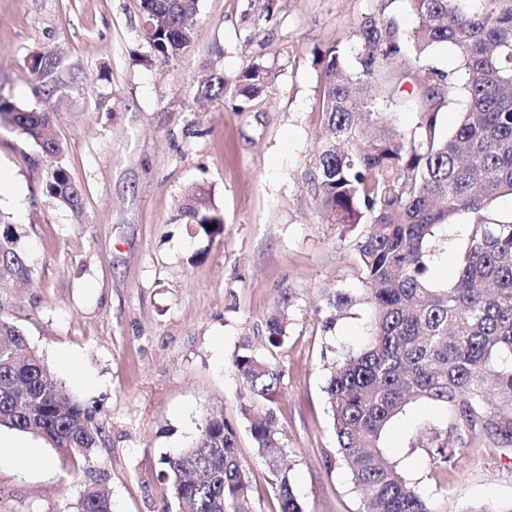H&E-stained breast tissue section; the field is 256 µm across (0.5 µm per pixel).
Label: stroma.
Masks as SVG:
<instances>
[{"mask_svg":"<svg viewBox=\"0 0 512 512\" xmlns=\"http://www.w3.org/2000/svg\"><path fill=\"white\" fill-rule=\"evenodd\" d=\"M416 25L405 0H199L197 33L177 56L153 51L140 0H0V97L50 109L61 157L82 192L72 211L44 189L39 146L0 126V211L25 243L30 283L7 289L4 315L68 395L95 410L103 430L92 462L107 470L114 512H164L160 459L188 447L204 416L223 413L252 473L254 512L273 493L242 407L249 401L235 354L250 343L284 374L273 409L303 512H362L336 454L323 387L332 363L368 336L366 305L335 318L329 294H361L356 231L330 223L315 200L325 132L322 53L340 44L348 66L360 22ZM57 53L67 82L44 96L26 67ZM272 76L252 100L235 80L251 62ZM224 76L222 97L198 86ZM224 217L208 240L179 218L188 190ZM471 213L443 227L436 284L452 283ZM286 307L288 336L267 342L266 323ZM446 410L406 409L381 445L436 512L512 504V446L477 440L447 465L411 445L418 425ZM0 443L42 449V469L0 465V512H77L83 465L42 439L0 428Z\"/></svg>","mask_w":512,"mask_h":512,"instance_id":"stroma-1","label":"stroma"}]
</instances>
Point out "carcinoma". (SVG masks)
Returning <instances> with one entry per match:
<instances>
[{"mask_svg":"<svg viewBox=\"0 0 512 512\" xmlns=\"http://www.w3.org/2000/svg\"><path fill=\"white\" fill-rule=\"evenodd\" d=\"M418 24L403 33L393 19L364 18L357 68L341 48L323 56V112L330 138L321 146L315 195L334 224L362 231L355 243L364 294L329 296L327 323L357 304L369 307V336L333 364L324 393L339 453L360 493L363 512H436L397 471L380 447L389 422L411 405L433 402L449 410L446 426L430 425L426 444L434 463H448L450 446L480 434L512 443V221L483 212L512 195V0H407ZM142 21L159 55L169 58L194 38L197 0H141ZM452 46L462 61L466 107L451 134L442 132V108L456 89L449 74L427 64L432 49ZM37 88L62 84L51 52L29 65ZM269 73L252 63L236 79L237 93L257 96ZM409 82L420 101L415 127L399 128L382 111ZM204 98L224 93V76L200 83ZM0 125L31 138L48 159L64 148L47 109H23L0 99ZM46 192L77 211L82 194L60 163L47 168ZM460 211L477 215L457 252L453 283L429 278L442 226ZM180 216L196 234L223 232V216L190 191ZM21 235L0 213V288L31 279ZM288 317L267 322L268 343L282 344ZM248 395L272 401L282 373L242 347L235 356ZM256 454L275 506L303 512L285 464L273 410L243 407ZM0 427L42 438L74 460L90 461L102 437L96 412L59 388L23 332L0 317ZM176 512H253L251 474L238 456L235 429L207 417L190 446L161 458ZM77 512H112L107 474L87 469Z\"/></svg>","mask_w":512,"mask_h":512,"instance_id":"cac0c4a2","label":"carcinoma"}]
</instances>
